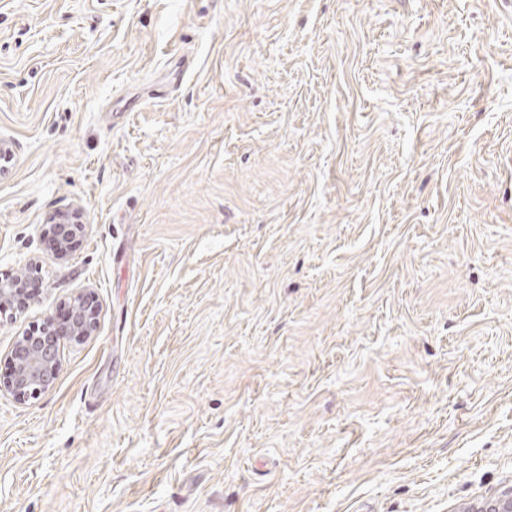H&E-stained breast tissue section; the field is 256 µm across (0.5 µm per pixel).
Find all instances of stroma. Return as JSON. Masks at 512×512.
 <instances>
[{
  "label": "stroma",
  "instance_id": "1",
  "mask_svg": "<svg viewBox=\"0 0 512 512\" xmlns=\"http://www.w3.org/2000/svg\"><path fill=\"white\" fill-rule=\"evenodd\" d=\"M0 142V512L512 493V0H0ZM62 324L39 334L19 338L11 352L13 370L4 388L19 398L40 395L54 382L58 368L59 343L63 336H89L96 326V311L83 301H74Z\"/></svg>",
  "mask_w": 512,
  "mask_h": 512
}]
</instances>
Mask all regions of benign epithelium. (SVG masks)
<instances>
[{"mask_svg":"<svg viewBox=\"0 0 512 512\" xmlns=\"http://www.w3.org/2000/svg\"><path fill=\"white\" fill-rule=\"evenodd\" d=\"M24 278L0 282V312L14 304L23 289ZM96 326V311L83 301L71 304L65 322L39 334L19 338L11 352L13 370L4 388L19 398L40 395L54 382L58 368L59 343L64 336H89ZM480 512H512V495L486 502Z\"/></svg>","mask_w":512,"mask_h":512,"instance_id":"1","label":"benign epithelium"}]
</instances>
